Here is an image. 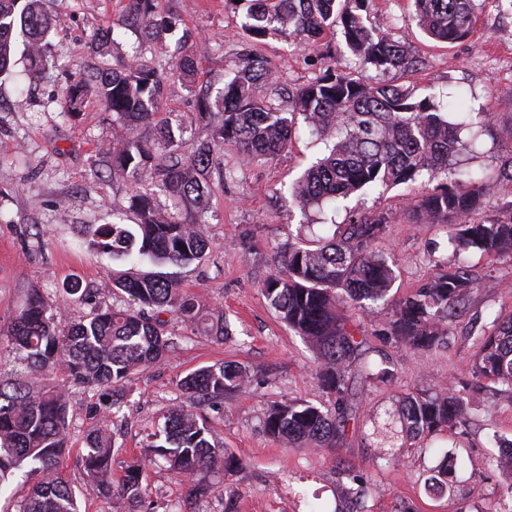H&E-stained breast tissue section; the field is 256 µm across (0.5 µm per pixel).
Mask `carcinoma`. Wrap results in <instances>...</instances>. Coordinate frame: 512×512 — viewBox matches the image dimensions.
Returning a JSON list of instances; mask_svg holds the SVG:
<instances>
[{
	"label": "carcinoma",
	"mask_w": 512,
	"mask_h": 512,
	"mask_svg": "<svg viewBox=\"0 0 512 512\" xmlns=\"http://www.w3.org/2000/svg\"><path fill=\"white\" fill-rule=\"evenodd\" d=\"M246 2L244 30L252 42L277 34L316 48L339 31L363 68L387 73L409 66L401 42L364 24L358 11L366 0ZM412 3L418 26L437 42L453 44L474 29L473 0ZM129 9L142 24L141 49L167 48L165 34L176 28L177 18L157 17L154 0H130ZM59 27L61 21L43 0H0V75L10 69L15 30L26 35L29 72L35 76L46 61L48 37ZM109 36L107 32L91 39L96 62L68 79L60 105L63 115L75 118L93 94L112 113L115 143L105 155L112 174L132 186L127 210L135 222L132 229L117 223L89 226L86 235L115 259L135 257L158 270L112 274V287L126 293L137 310L103 308L93 301L94 290L77 280L63 288L54 304L40 289H28L9 333L26 366L13 378L0 379V491L23 468L36 479L32 493L18 501L15 512H80L75 489L59 476L60 460L70 451V424L68 398L49 382L54 369L89 388L122 386L138 370L162 363L175 351L164 314L194 333L221 338L229 334L224 313L204 310L183 293L176 279L159 271L205 255L210 185L234 175L216 155L218 146L233 144L244 163L273 160L290 147L299 122H304L327 153L288 189L290 203L303 213L377 184L431 181L442 174L446 181L418 203L419 218L450 224L449 243L458 256L479 250L512 258V202L499 212L487 208L483 177L453 163L477 139L475 132L470 141L461 139L471 124L448 121V111L463 108V103L445 104L430 96L415 99L407 89L333 71L289 89L292 110L284 112L255 98L258 84L273 86L276 78L265 61L246 53L217 96L198 94L195 117L203 137L188 143L181 129L157 119V104L164 94L166 69L195 82V51L157 68L105 67L101 59L107 55ZM216 110L222 114L219 124L212 121ZM159 193L169 198L171 209L158 207ZM386 223L381 213L360 216L350 220L338 238H301L278 256L274 273L260 286L282 322L315 352L317 388L331 398L327 406L308 400L270 405L263 431L284 448H338L352 423L360 426L362 439L373 441L377 458L394 459L409 442L464 423L470 403L451 386L440 393L421 390L399 398V437H383L374 417H357L348 375L358 373L382 384L394 378L388 368L364 361L352 321L353 314L388 301L395 261L379 250ZM473 288L465 266L444 272L394 303L392 317L378 335L412 352L435 351L445 343L450 320ZM73 303H84L90 311L73 321L67 315ZM473 367L475 378L497 386L512 405V316L494 319L487 333L474 338ZM249 381L246 369L224 363L199 368L180 381L184 402L169 411L163 428L151 433L143 448L144 462L161 460L188 484L187 498L171 512H196L195 503L213 492L209 473L232 474L243 467V460L210 439L197 409L205 402L220 404L224 394ZM115 418L113 407L104 408L99 427L87 433L84 447L77 449L78 462L100 497L142 503L143 466L127 469L117 480L112 473V462L121 452L112 439ZM337 468L348 483H340L343 506L336 512H368L371 472L344 461Z\"/></svg>",
	"instance_id": "cac0c4a2"
}]
</instances>
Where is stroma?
Segmentation results:
<instances>
[{"mask_svg":"<svg viewBox=\"0 0 512 512\" xmlns=\"http://www.w3.org/2000/svg\"><path fill=\"white\" fill-rule=\"evenodd\" d=\"M129 0H48L49 12L61 18L50 35L48 65L38 80L25 77V43H18L14 66L0 76V377L18 373L22 364L8 339L11 322L24 292L40 289L53 301L63 283L78 275L84 287L98 290V301L125 308L126 294L113 290V272L132 271L130 263L89 246L82 226L106 224L113 209L126 206L129 182L110 173L103 150L114 136L111 113L90 102L75 121L61 113L60 87L89 58V37L108 30V58L118 63L133 58L141 29L129 25ZM409 0H367L362 13L367 27L404 43L417 65L367 77L413 90L415 98L463 97L468 111L496 113V126L483 128L477 147L464 151L463 165L485 175L491 208L512 201V182L499 178L503 157L512 143L501 140L499 126L512 123V0H474L475 29L454 44L432 42L409 17ZM160 15L177 16L197 37L198 82L222 88L225 75L243 53L267 59L280 83L301 86L326 68L357 71L359 64L343 35L331 36L330 56L320 50L273 36L250 43L243 28L245 7L239 0H158ZM195 90L177 76L169 77L160 105L162 116L181 125L185 138L198 134ZM324 151L308 131L274 160L243 164L234 146L224 148V165L236 176L212 185L207 235L209 248L200 262L173 268L185 292L204 307L223 311L231 334L225 338L194 335L179 323L170 330L177 349L172 358L138 371L114 397L111 390L90 389L62 372L54 385L69 395V419L74 444L97 425L105 405L118 402L120 420L113 430L117 447L112 470L122 475L140 457L148 433L163 424L171 407L181 401L179 381L188 373L219 363L239 364L250 372V384L228 393L221 408L202 413L215 440L246 466L230 477L213 476L214 492L201 500L198 512H335L339 505L337 459L370 469L367 500L370 512H395L406 503L414 512H512L504 497L502 473L487 464L496 453L490 429L502 441L512 440V406L496 395L493 384L473 385V338L495 316H512V260L472 251L467 267L477 282L464 312L450 323L444 347L417 354L376 336L391 308L380 305L353 319L363 339L369 363L388 361L395 378L380 385L355 377L352 390L361 413H385L395 401L416 390L437 391L451 386L464 397H477L480 408L464 427L425 437L403 448L400 458L377 459L358 432H349L343 447L286 449L263 431L270 402L317 398L318 361L305 342L277 318L259 290L274 271L277 255L287 250L311 225L328 237L334 224L353 215H389L382 248L394 254L396 280L391 294L402 299L432 280L439 266L454 268L455 256L444 224L416 223L412 206L424 190L421 182L396 187L377 186L338 203L336 210L300 212L286 190ZM455 461V473L445 494H430L424 483L442 457ZM60 472L81 495L84 512H143L140 504L115 497H97L75 456L64 457ZM150 500L158 508L181 501L185 482L162 464L146 476Z\"/></svg>","mask_w":512,"mask_h":512,"instance_id":"1","label":"stroma"}]
</instances>
